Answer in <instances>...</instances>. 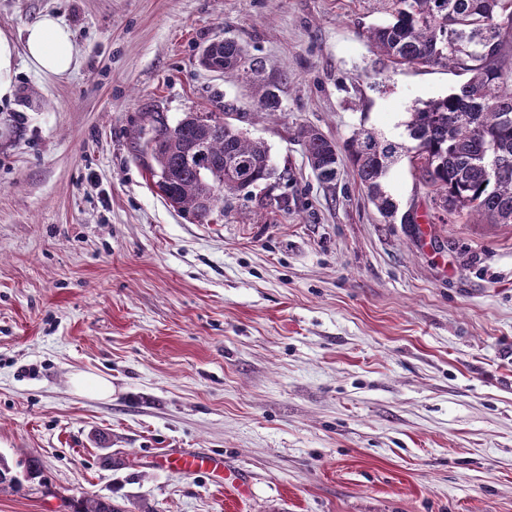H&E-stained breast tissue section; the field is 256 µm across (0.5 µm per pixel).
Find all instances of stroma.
I'll return each instance as SVG.
<instances>
[{
    "label": "stroma",
    "mask_w": 512,
    "mask_h": 512,
    "mask_svg": "<svg viewBox=\"0 0 512 512\" xmlns=\"http://www.w3.org/2000/svg\"><path fill=\"white\" fill-rule=\"evenodd\" d=\"M69 25L79 65L21 69L0 137V455L32 491L0 512H512V224L432 222L409 160L388 222L340 160L320 183L297 138L393 141L444 66L379 62V0H0V30ZM231 37L283 76L258 111L200 51ZM233 112L281 175L208 221L165 201L133 138L147 115ZM109 379L110 399L75 374ZM222 458L249 492L159 458ZM123 458L122 468L106 465ZM73 386L77 391L91 394L99 399H106L112 395V384L92 374L79 373L74 375ZM74 512H125L111 498L83 496L74 504Z\"/></svg>",
    "instance_id": "stroma-1"
}]
</instances>
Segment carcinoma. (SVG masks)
Returning <instances> with one entry per match:
<instances>
[{"label": "carcinoma", "instance_id": "cac0c4a2", "mask_svg": "<svg viewBox=\"0 0 512 512\" xmlns=\"http://www.w3.org/2000/svg\"><path fill=\"white\" fill-rule=\"evenodd\" d=\"M387 19L368 30V39L388 65H444L468 74L459 89L412 106L405 122L407 140L389 141L360 129L346 143L353 172L367 196L385 216L396 206L383 181L402 157L430 188L435 218L454 224L467 217L484 224H512V0H384ZM209 64L241 73L255 89L254 103L269 116L281 110V79L265 74L262 62L236 40L210 42ZM186 112L174 124L149 115L150 175L169 204L199 220L224 204L237 188L227 178L253 188L271 180L276 169L269 150L224 124V113ZM300 137L317 178L339 177L335 144L306 127ZM19 492L23 484L0 457V490ZM74 512H125L112 499L85 496Z\"/></svg>", "mask_w": 512, "mask_h": 512}]
</instances>
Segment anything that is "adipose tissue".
I'll list each match as a JSON object with an SVG mask.
<instances>
[{
  "instance_id": "obj_1",
  "label": "adipose tissue",
  "mask_w": 512,
  "mask_h": 512,
  "mask_svg": "<svg viewBox=\"0 0 512 512\" xmlns=\"http://www.w3.org/2000/svg\"><path fill=\"white\" fill-rule=\"evenodd\" d=\"M78 58L70 27L54 14L41 15L17 39L0 31V103L15 98L19 62H26L37 74L63 77L74 70Z\"/></svg>"
}]
</instances>
